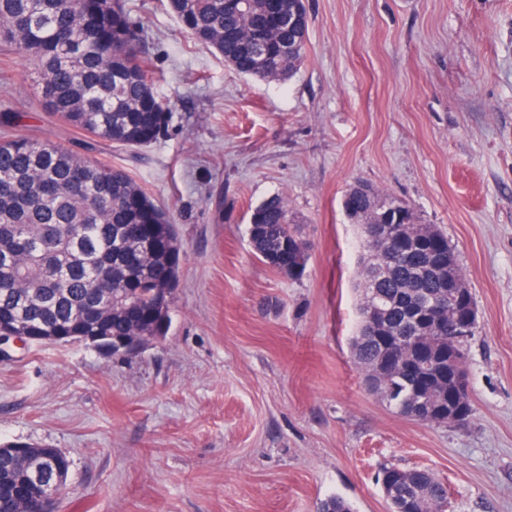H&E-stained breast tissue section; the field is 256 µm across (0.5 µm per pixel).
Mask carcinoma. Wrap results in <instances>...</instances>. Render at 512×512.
Wrapping results in <instances>:
<instances>
[{
    "instance_id": "1",
    "label": "carcinoma",
    "mask_w": 512,
    "mask_h": 512,
    "mask_svg": "<svg viewBox=\"0 0 512 512\" xmlns=\"http://www.w3.org/2000/svg\"><path fill=\"white\" fill-rule=\"evenodd\" d=\"M297 0H169V8L198 44L213 49L237 72L280 81L297 70L309 29L288 25ZM145 27L125 0H0V45L33 63L39 96L50 112L89 137L136 148L156 140L172 112L143 60ZM343 209L358 225L359 321L351 339L354 363L374 381L383 405L404 416L424 402L416 422L468 425L469 388L458 389L465 367L449 364L456 338L455 308L434 324L432 298L464 280L448 237L422 224L405 201L361 180L344 195ZM153 225L169 249L155 250L130 233ZM254 256L288 276L304 273L311 243L290 223L288 203L272 195L247 224ZM183 244L177 225L124 169L85 160L60 144L24 136L0 137V324L20 334L70 336L96 347L109 338L153 336L152 322H131L125 304L157 307L179 282ZM289 252L292 261L278 259ZM142 256L137 268L126 265ZM57 461L33 454L0 455V512H24L15 487L53 476ZM377 483L394 512H448V486L425 468L385 464ZM317 512H354L339 496Z\"/></svg>"
}]
</instances>
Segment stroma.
<instances>
[{"mask_svg":"<svg viewBox=\"0 0 512 512\" xmlns=\"http://www.w3.org/2000/svg\"><path fill=\"white\" fill-rule=\"evenodd\" d=\"M290 78L238 74L167 0H127L172 117L150 145L95 150L45 109L26 57L0 55V136L125 168L184 245L162 339L132 356L26 345L0 361V443L61 450L55 512H317L332 495L389 512L385 464L431 469L448 512H512V0H305ZM443 231L474 296L473 416L388 411L350 352L358 322L355 180ZM286 197L313 244L304 274L260 262L245 228Z\"/></svg>","mask_w":512,"mask_h":512,"instance_id":"35a3bbf8","label":"stroma"}]
</instances>
